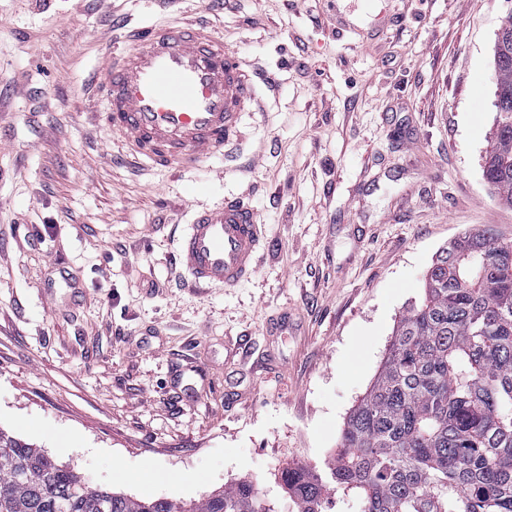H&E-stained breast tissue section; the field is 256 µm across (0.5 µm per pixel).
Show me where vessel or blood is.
Returning <instances> with one entry per match:
<instances>
[{"label":"vessel or blood","mask_w":512,"mask_h":512,"mask_svg":"<svg viewBox=\"0 0 512 512\" xmlns=\"http://www.w3.org/2000/svg\"><path fill=\"white\" fill-rule=\"evenodd\" d=\"M257 72L204 26L145 27L132 47L106 55L87 79L110 127L128 149L157 165L190 168L230 156ZM261 242L254 211L237 199L197 210L182 236L178 265L196 284L232 288L257 272Z\"/></svg>","instance_id":"vessel-or-blood-1"}]
</instances>
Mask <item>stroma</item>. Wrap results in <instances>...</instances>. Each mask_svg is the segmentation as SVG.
Here are the masks:
<instances>
[{
  "label": "stroma",
  "mask_w": 512,
  "mask_h": 512,
  "mask_svg": "<svg viewBox=\"0 0 512 512\" xmlns=\"http://www.w3.org/2000/svg\"><path fill=\"white\" fill-rule=\"evenodd\" d=\"M512 0H0V428L91 484L197 500L325 471L439 248L486 185ZM361 31L334 32L337 15ZM206 24L270 73L234 157L149 167L88 108L121 19ZM263 226L234 288L175 263L192 212Z\"/></svg>",
  "instance_id": "stroma-1"
}]
</instances>
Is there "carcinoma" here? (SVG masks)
<instances>
[{
	"label": "carcinoma",
	"instance_id": "cac0c4a2",
	"mask_svg": "<svg viewBox=\"0 0 512 512\" xmlns=\"http://www.w3.org/2000/svg\"><path fill=\"white\" fill-rule=\"evenodd\" d=\"M499 58L496 124L483 179L512 205V47ZM331 482L285 469L293 512H323L352 494L362 512H512V243L465 231L431 266L378 376L343 429ZM0 512H277L250 482L183 502L89 485L34 445L0 429Z\"/></svg>",
	"mask_w": 512,
	"mask_h": 512
}]
</instances>
